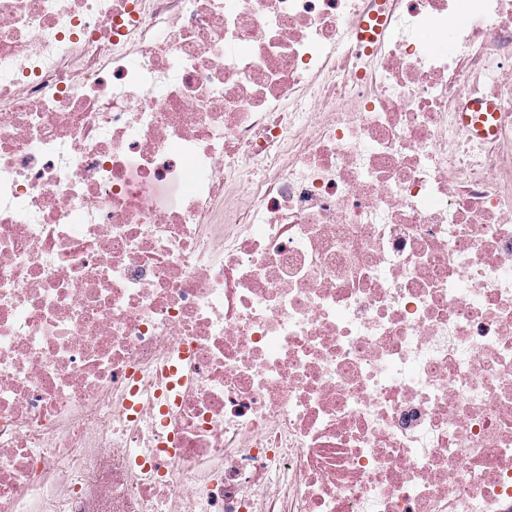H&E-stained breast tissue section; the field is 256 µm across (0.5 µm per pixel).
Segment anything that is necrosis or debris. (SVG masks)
Wrapping results in <instances>:
<instances>
[{
	"mask_svg": "<svg viewBox=\"0 0 512 512\" xmlns=\"http://www.w3.org/2000/svg\"><path fill=\"white\" fill-rule=\"evenodd\" d=\"M0 512H512V0H0ZM496 110L497 102L485 99L471 100L463 103L457 114L463 126H471L477 137L487 140L496 134Z\"/></svg>",
	"mask_w": 512,
	"mask_h": 512,
	"instance_id": "4bbe7bcc",
	"label": "necrosis or debris"
}]
</instances>
